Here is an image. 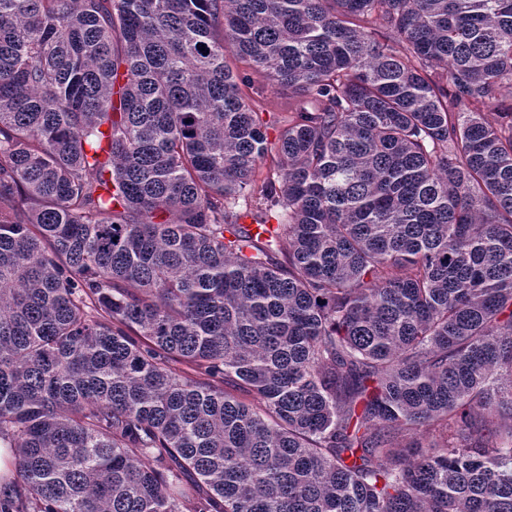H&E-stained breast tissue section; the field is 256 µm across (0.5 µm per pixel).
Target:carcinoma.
Returning <instances> with one entry per match:
<instances>
[{"label": "carcinoma", "mask_w": 512, "mask_h": 512, "mask_svg": "<svg viewBox=\"0 0 512 512\" xmlns=\"http://www.w3.org/2000/svg\"><path fill=\"white\" fill-rule=\"evenodd\" d=\"M507 417L512 0H0V512H512ZM229 63L241 75L249 78L250 81L241 84L240 87L255 112H263V118L267 121H277V126L287 125L297 99L288 92V88L274 86L266 77L244 63L235 62L233 59H230Z\"/></svg>", "instance_id": "1"}]
</instances>
